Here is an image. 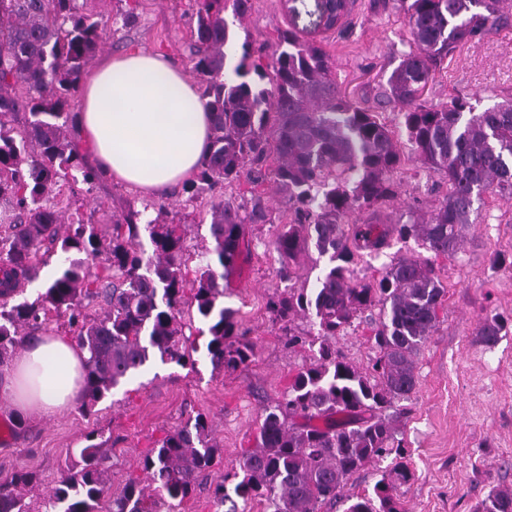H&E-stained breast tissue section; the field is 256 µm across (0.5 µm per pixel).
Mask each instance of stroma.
<instances>
[{
	"label": "stroma",
	"mask_w": 512,
	"mask_h": 512,
	"mask_svg": "<svg viewBox=\"0 0 512 512\" xmlns=\"http://www.w3.org/2000/svg\"><path fill=\"white\" fill-rule=\"evenodd\" d=\"M193 5V0H88L90 11L108 16L112 23L113 36L98 59L143 48L190 69ZM291 25L281 0H253L242 26L233 30L234 43L269 49ZM409 44L407 19L397 0H356L344 26L326 33L323 46L336 62L342 93L363 107L380 109L383 119L394 125L399 121L398 104L377 105L373 91L385 84ZM453 96L466 99L478 112L512 100V25L458 48L424 93L432 104ZM393 178L398 195L385 207L393 221L412 210L433 213L448 191L440 176L425 173L412 160ZM70 197L85 220L101 225L112 215L139 211L148 203L163 205L167 222L188 229V268H196L197 253L214 245L208 216L212 191L201 192L191 203L179 191L151 198L102 176L91 187L73 184ZM277 231L274 223L247 225L236 265L224 280V304L236 310L254 345L246 368L233 373L213 370L205 350L208 325L195 320L194 367L153 361L134 375L127 389L105 397L88 414L77 407L49 419L23 414L24 425L12 444L0 448V476L22 466L36 472L39 480L29 487L28 497L43 498L59 468L95 430L112 456L114 485L140 480L144 474L139 459L168 432L203 413L221 446L219 463L199 478L181 512H260L253 501L218 504L213 489L220 475L238 472L243 453L256 444L265 408L287 391L309 361L306 351L284 346L265 308L269 294L280 285V259L273 245ZM462 235L456 256L432 261L445 296L439 324L418 355L417 393L400 423L403 453L413 474L399 488L407 512H472L491 485L512 487V269L494 261L496 254L512 255V200L484 193L474 223L465 225ZM420 250L414 239L389 237L379 256L359 260L354 276L380 277L391 257ZM495 312L508 324L488 346L475 328ZM371 321L370 314H363L335 339L337 350L360 366L376 356Z\"/></svg>",
	"instance_id": "1"
}]
</instances>
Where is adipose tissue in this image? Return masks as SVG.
I'll use <instances>...</instances> for the list:
<instances>
[{"instance_id": "ef3b65f1", "label": "adipose tissue", "mask_w": 512, "mask_h": 512, "mask_svg": "<svg viewBox=\"0 0 512 512\" xmlns=\"http://www.w3.org/2000/svg\"><path fill=\"white\" fill-rule=\"evenodd\" d=\"M212 126L195 81L162 54L144 49L103 60L86 82L74 118L78 140L101 171L145 193L194 174ZM85 357L53 334L27 341L0 372V394L15 411L54 417L76 402Z\"/></svg>"}]
</instances>
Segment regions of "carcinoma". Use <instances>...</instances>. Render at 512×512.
Instances as JSON below:
<instances>
[{"instance_id": "1", "label": "carcinoma", "mask_w": 512, "mask_h": 512, "mask_svg": "<svg viewBox=\"0 0 512 512\" xmlns=\"http://www.w3.org/2000/svg\"><path fill=\"white\" fill-rule=\"evenodd\" d=\"M190 55L201 97L213 116V132L195 178L183 186L193 199L201 190L226 188L241 179L272 182L283 208L274 246L280 281L266 311L290 348L312 352L288 391L265 410L258 447L244 453L242 478L214 488L222 503L234 493L267 512H405L398 489L411 478L397 460L373 493L343 495L350 478L393 453L400 454L398 422L416 393V357L439 323L444 288L431 262L400 256L381 277L355 282L358 253L379 250L397 232L436 257H454L461 229L472 223L474 204L487 190L512 198V101L484 112L453 97L445 106L423 94L444 61L459 47L509 24L501 0H400L412 46L387 79L383 97L401 106L399 128L424 171L448 182V193L430 219L410 214L388 224L383 206L397 195L393 173L405 161L399 136L377 113L338 91L335 62L308 34L325 4L306 10L309 25L279 33L271 54L244 50L233 77L226 76L231 40L224 17L242 23L252 0H194ZM112 37L107 19L80 0H0V365L23 343L64 319L66 333L86 352L84 409L157 354L181 367L195 365L197 351L185 335V305L193 302L209 323L207 356L215 369L235 372L253 357V345L236 311L224 306V278L236 263L247 224H271L256 198L251 207L221 200L211 206L213 250L201 254L195 279L184 266V230L168 224L163 207L147 221L152 244L139 240L140 213L112 218V234L70 212L64 188L92 185L68 132L81 77ZM26 115L19 126L8 116ZM359 230L349 243L342 225ZM332 266L309 290L297 285L300 259L310 247ZM215 255L216 259L209 258ZM60 268L36 299L9 304L20 280L37 277L52 256ZM107 265L104 277L90 266ZM96 302L100 311L91 313ZM380 307L371 366L344 360L333 339L365 311ZM315 315L305 330L297 320ZM504 327L492 314L476 333L487 345ZM77 449L60 470L44 512H178L200 475L217 464L219 444L207 415L169 432L139 460L147 484L131 479L112 487L111 457L92 443ZM37 475L24 468L0 479V512H34L26 488ZM474 512H512V488L496 487Z\"/></svg>"}]
</instances>
